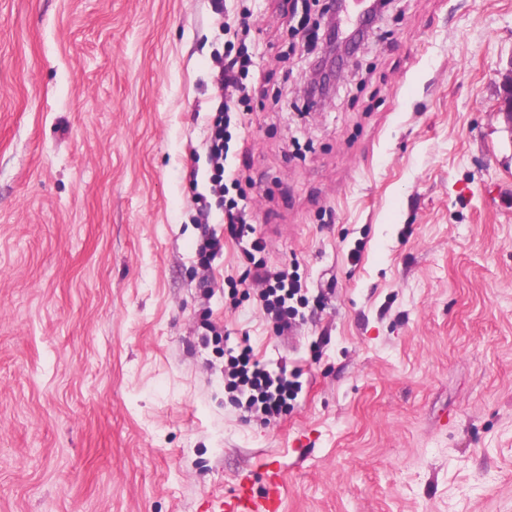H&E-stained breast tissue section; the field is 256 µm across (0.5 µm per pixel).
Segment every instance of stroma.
Masks as SVG:
<instances>
[{"label":"stroma","mask_w":512,"mask_h":512,"mask_svg":"<svg viewBox=\"0 0 512 512\" xmlns=\"http://www.w3.org/2000/svg\"><path fill=\"white\" fill-rule=\"evenodd\" d=\"M250 8L234 196L198 267L211 53ZM317 0H0V512H512V0H391L309 105ZM298 273L278 335L238 282ZM219 337H202L203 317ZM298 371L261 424L228 349ZM497 112H502L508 123L512 121V62L499 72ZM283 483L278 471L267 472L264 493L256 496L251 486L249 473H241L233 494L211 504L215 512H279Z\"/></svg>","instance_id":"obj_1"}]
</instances>
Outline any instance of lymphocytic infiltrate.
Masks as SVG:
<instances>
[{"instance_id": "1", "label": "lymphocytic infiltrate", "mask_w": 512, "mask_h": 512, "mask_svg": "<svg viewBox=\"0 0 512 512\" xmlns=\"http://www.w3.org/2000/svg\"><path fill=\"white\" fill-rule=\"evenodd\" d=\"M254 66L255 54L244 42L228 44L225 52L213 55L210 79L221 94L213 106L206 142L207 191L196 196V222L204 227L198 255L204 267L210 266L223 249L221 240L207 229L213 206L222 207L224 223L232 227L237 238L245 239L250 250L257 251L263 247L260 239L246 238L244 211L238 201L231 197L229 187L233 179L228 166L232 105L248 102L247 79ZM248 286L257 294L264 312L271 315L280 332L290 333L301 325L299 311L293 305L295 297L302 291L300 276L285 270H264L255 273ZM224 379L238 406L265 422L287 411L300 389L298 382L288 378L286 373H271L260 362L252 360L251 351L247 348L229 357L224 367Z\"/></svg>"}]
</instances>
